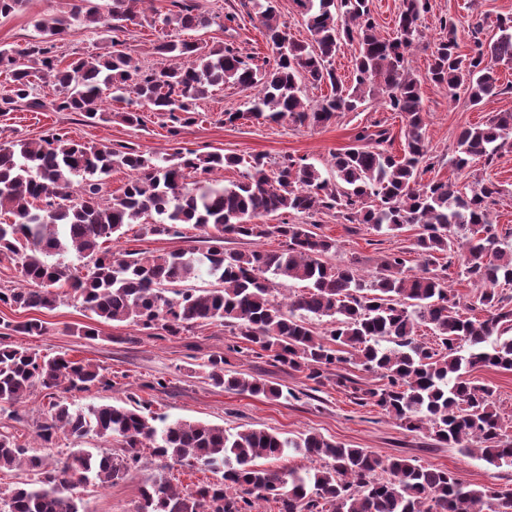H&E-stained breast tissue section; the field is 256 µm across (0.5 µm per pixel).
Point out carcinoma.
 Masks as SVG:
<instances>
[{
  "instance_id": "carcinoma-1",
  "label": "carcinoma",
  "mask_w": 512,
  "mask_h": 512,
  "mask_svg": "<svg viewBox=\"0 0 512 512\" xmlns=\"http://www.w3.org/2000/svg\"><path fill=\"white\" fill-rule=\"evenodd\" d=\"M147 0H68L67 10L34 23L37 36L23 50L0 47V72L11 84L5 105L32 110L51 107L89 120L104 119L107 98L128 102L118 117L131 127L156 112L171 122V133L195 122V101L230 82L254 91L249 113L272 122L320 126L342 112H356L374 95L405 121L402 153L389 150V129L362 128L356 145L331 154L335 180L304 158L285 156L272 166L262 156L249 161L219 152H175L158 157L127 146H86L56 130L32 145L0 143V262L20 269L25 288H1L0 304L17 309L53 310L75 298L93 316L76 329L88 339L100 336L99 322H128L159 338L180 336L195 327L231 329L237 342L227 352L252 354L286 365L317 383L336 377L352 389L357 404H373L413 432L429 428L437 440L496 466L512 464V435L496 407L493 389L467 378L475 366L512 371V337L491 340L512 324L500 283H512V253L498 248V230L489 206L501 194L488 181L463 195L449 181L422 182L432 166L424 136L426 111L421 83L409 56L420 38L421 16L429 0H402L396 36L377 32L369 0H293L304 17L311 42L293 39L279 21L276 0H251L273 60L258 65L230 43L207 47L186 40H162L160 56H191L190 65L146 66L122 50L78 57L63 64L57 42L74 24L118 32ZM161 23L175 30L207 28L214 18L199 0H170ZM483 23L468 25L472 46L459 51L458 23L440 20L446 36L434 43L429 79L450 96L468 93L471 105L499 94L501 64L512 63V19L500 20L499 35L479 37ZM356 41L359 54L352 79L331 66L341 41ZM52 83L56 98L33 95L34 79ZM326 84L330 94L307 102L306 84ZM512 150V113L493 115L465 128L458 138L455 167ZM244 166L243 181L226 186L216 174ZM114 168L134 172L118 195L105 196L104 177ZM202 178L186 182V171ZM335 210L351 224L393 234L407 224L419 232L411 246L421 269L409 272L403 252L382 259L366 276L353 260L343 267L323 261L334 239L286 216H312ZM283 215L277 224L261 219ZM137 224L145 235L181 236L180 226L203 231L207 246L168 251L112 250L107 243ZM280 237L284 249H227L228 240ZM70 251L86 273L55 260ZM463 260L477 291L468 299L448 287L447 276L429 266L437 255ZM208 276L216 287L187 283ZM301 283L303 290L278 298L279 288ZM480 310L482 320L468 316ZM329 328L318 332L315 320ZM432 331L433 343L420 339ZM41 336L39 319L5 325L0 332V414L14 420L16 406L39 388L50 398L36 437L51 445L61 432L75 448L48 461L17 443L0 421V471L19 466L33 479L0 489V512H88L73 489L80 484H113L151 455L175 464L222 473L184 493L161 475L145 484L139 512H261L269 499L278 512H512V487L473 489L442 468H426L404 458H381L365 448H346L319 434L297 439L265 430L235 433L219 426L147 417L141 408L109 404L72 408L59 392L110 387L100 368L66 355L48 357L8 342L7 331ZM387 345H382V342ZM379 375L382 383L360 388L341 364ZM224 353L204 362L211 385L227 391L278 399L282 389L262 378L224 369ZM92 435L118 442L123 454L81 447ZM291 448L322 465L305 474L263 468L258 459L279 460Z\"/></svg>"
}]
</instances>
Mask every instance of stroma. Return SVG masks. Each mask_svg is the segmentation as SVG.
<instances>
[{
    "mask_svg": "<svg viewBox=\"0 0 512 512\" xmlns=\"http://www.w3.org/2000/svg\"><path fill=\"white\" fill-rule=\"evenodd\" d=\"M205 10L218 17L227 12L237 13L232 32L212 24L203 30L174 32V39L198 41L213 45L233 41L243 53L265 59L270 56L265 38L258 27L251 7L241 0H201ZM431 7L420 24L423 37L412 57L411 66L421 82L426 116L425 138L434 158V165L423 173L426 181L449 180L463 192L470 191L477 181H493L501 185L502 196L491 208L503 248L512 249V152L496 157L493 163L476 161L464 171H457L454 158L460 131L469 125L485 121L498 112L512 113V64L498 68V77L505 85L504 93L486 98L480 105H471L466 95L450 97L446 88L427 77L431 47L442 31L441 17L458 22V42L461 53H468L470 40L467 24L472 15L485 19L484 39L497 32V20L512 17V0H430ZM65 0H28L20 11L0 17V46L17 50L33 41L35 20L58 14ZM169 0H152L145 13L126 23L123 31L110 34L103 29L84 25L72 26L59 43V52L65 60L110 51L113 43H120L126 52L138 57L144 64L157 62L152 47L157 42L167 13ZM247 91L227 83L213 90L207 98L197 101L199 118L194 124L182 127L179 134H171L166 118L148 115L141 127H131L119 120L125 103L109 100L104 104L109 120L86 122L73 112L43 110L30 111L23 105L0 111V142L32 141L47 131L59 129L71 139L90 146L126 144L146 152L172 153L191 150L204 155L210 152L234 154L243 159L259 155L267 161L284 156L305 158L315 164L324 177H332L330 155L348 147L358 127L374 122L388 127L395 137L394 149H401L405 125L399 114L387 110L380 99H370L357 112L340 114L329 124L318 127H298L289 123H270L247 115ZM240 113L241 118L228 124L224 115ZM312 220L318 234L336 241L334 251L326 255L329 264L341 266L358 259L363 274L370 275L384 255L403 251L412 271H419L420 262L411 253V244L418 232L415 225H406L395 235L381 234L363 224L346 223L336 212H319ZM178 238L142 235L138 226H131L118 239L112 240L115 250H173L197 245L199 230L192 225L181 227ZM89 317L79 302L70 300L58 308L48 310H14L0 305V325L16 324L30 319L45 323L47 330L40 336L12 334L13 345L43 355L68 354L75 360L87 359L102 368L112 381L111 387L95 388L88 392L69 394L74 406L91 404H118L132 406L140 402L148 414H163L169 419L205 422L236 432L246 428L265 429L281 436L294 438L314 432L350 448H365L383 457L402 456L432 467H445L472 488L499 487L512 484V467H495L477 456H469L458 449L437 442L428 431L410 432L376 406L355 404L350 392L333 384L319 385L307 380L302 373L285 366H272L264 360L243 355H229L230 371L260 376L279 384L286 397L270 400L264 396L239 394L214 388L202 373L200 364L209 354L223 350L232 337L228 330L213 325L163 340L148 336L146 331L127 323L100 324L97 339L87 340L74 335L75 327L86 323ZM164 378L163 390L149 389V382ZM48 407L42 391H33L16 408L20 417L13 432L18 443L26 445L38 455L53 458L68 453L73 443L60 436L52 447H42L35 434L36 422ZM158 474L156 461L132 469L124 479L106 487L80 485L74 490L83 498L90 512H137L140 490Z\"/></svg>",
    "mask_w": 512,
    "mask_h": 512,
    "instance_id": "1",
    "label": "stroma"
}]
</instances>
